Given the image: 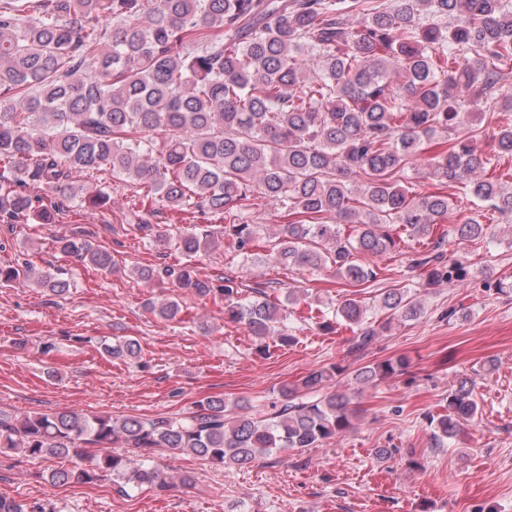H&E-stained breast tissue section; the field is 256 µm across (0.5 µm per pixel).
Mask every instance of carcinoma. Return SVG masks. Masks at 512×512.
Listing matches in <instances>:
<instances>
[{
  "label": "carcinoma",
  "mask_w": 512,
  "mask_h": 512,
  "mask_svg": "<svg viewBox=\"0 0 512 512\" xmlns=\"http://www.w3.org/2000/svg\"><path fill=\"white\" fill-rule=\"evenodd\" d=\"M511 79L512 0H0V213L33 211L52 223L55 204L32 198L30 186L101 209L109 193L75 175L110 170L173 211L224 219L227 246L240 252L266 229L245 220L264 200L292 216L267 236L265 263L360 287L377 272L355 254L398 249L399 230L432 235L456 197L472 203L448 229L459 241L487 236V208L512 217V190L485 174L512 159ZM474 107L497 126L490 157L477 144ZM437 136L447 147L424 156L423 144ZM424 174L456 194L415 191L411 179ZM213 237L197 226L153 232L155 247L182 257L164 271L172 286L221 294L224 321L245 326L258 355L294 344L288 306L305 293L288 287L281 299L259 285L244 301L241 283L228 277L215 288L195 263ZM57 244L99 269L115 265L79 239ZM439 246L414 260L429 286L462 276ZM27 273L54 294L69 288L47 271ZM379 304L385 329L422 314L407 288L386 289ZM151 311L174 320L181 307L166 298ZM367 313L350 297L330 314L318 310L316 325L357 328L361 351L379 335ZM100 348L111 359L142 351L128 336L104 338ZM409 367L398 356L352 378L377 386ZM345 372L339 364L312 370L260 414L236 415L217 396L184 417L0 408V456L78 457L51 474L53 486L109 479L120 493L169 490L191 476L161 469L159 448L243 466L319 448L346 431L354 409L337 387ZM447 402L448 412L430 419L434 448L457 440L479 414L470 379L448 390Z\"/></svg>",
  "instance_id": "1"
}]
</instances>
